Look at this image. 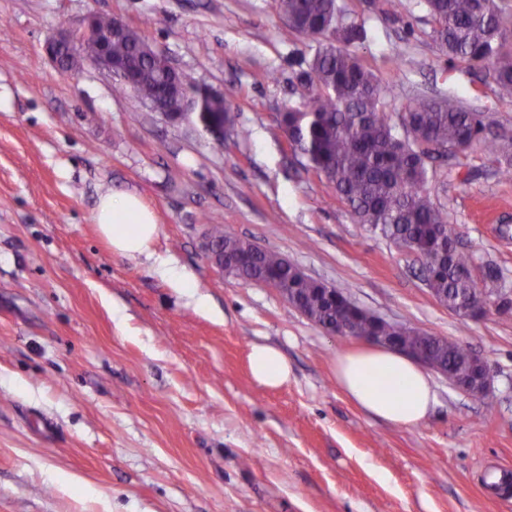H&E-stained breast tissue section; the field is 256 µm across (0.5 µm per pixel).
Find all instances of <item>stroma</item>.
<instances>
[{"mask_svg":"<svg viewBox=\"0 0 512 512\" xmlns=\"http://www.w3.org/2000/svg\"><path fill=\"white\" fill-rule=\"evenodd\" d=\"M369 38L387 113L418 93L512 133V98L446 61L419 0L392 19L343 0ZM91 12L123 18L220 93L237 132L172 124L107 73L64 74L44 53ZM311 40L275 0H0V512H512L485 486L512 472V313L463 319L430 294L414 255L354 223L278 127ZM470 166L460 180V165ZM133 192L156 215L150 253H113L92 212ZM431 197L474 265L512 289V176L473 146L437 165ZM211 224L274 250L389 320L457 341L493 373L469 396L433 374L436 403L403 429L336 383L334 338L275 290L211 266ZM207 297L195 307L158 270ZM291 375L266 388L253 344ZM249 363L254 380L265 387H277L288 381L290 368L287 358L277 348L265 344L251 347Z\"/></svg>","mask_w":512,"mask_h":512,"instance_id":"obj_1","label":"stroma"}]
</instances>
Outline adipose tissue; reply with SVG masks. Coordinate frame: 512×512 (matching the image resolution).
Listing matches in <instances>:
<instances>
[{
  "instance_id": "obj_1",
  "label": "adipose tissue",
  "mask_w": 512,
  "mask_h": 512,
  "mask_svg": "<svg viewBox=\"0 0 512 512\" xmlns=\"http://www.w3.org/2000/svg\"><path fill=\"white\" fill-rule=\"evenodd\" d=\"M92 220L113 252L127 257L147 252L159 230L154 213L131 192L100 196ZM249 363L254 380L265 387L280 386L290 376L287 358L269 345H252ZM336 380L366 413L401 428L419 426L435 403L424 367L382 347L338 352Z\"/></svg>"
}]
</instances>
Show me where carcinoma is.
Listing matches in <instances>:
<instances>
[{"instance_id": "carcinoma-1", "label": "carcinoma", "mask_w": 512, "mask_h": 512, "mask_svg": "<svg viewBox=\"0 0 512 512\" xmlns=\"http://www.w3.org/2000/svg\"><path fill=\"white\" fill-rule=\"evenodd\" d=\"M433 23L434 42L442 55L486 72L499 94L512 96V18L496 0H424ZM373 9L398 18L405 0H372ZM288 31L316 43L298 84L304 109L281 112V126L304 158V167L324 177L353 220L388 239L397 248L415 249L432 275L428 287L454 309L482 291L500 288L493 270L481 281L468 270L469 257L458 248L455 228L446 223L431 199L428 184L436 175L429 161L455 157L482 143L484 157L502 174L512 173V136H485L483 115L447 98L417 95L404 106V137L390 123L381 79L365 67L354 47L366 39L364 25L351 20L339 0H277ZM112 57L134 65L136 93L165 112H218L224 127L235 129V114L223 96L181 72L165 71L149 42L132 26L112 40ZM211 242L237 259L235 277L245 283L274 281L299 288L309 319L318 325H343L354 336H400L435 361L460 368L467 354L439 336L420 330L399 333L393 323L376 324L339 305L316 298L319 285L297 282L284 258L270 250H253L243 239L209 228Z\"/></svg>"}]
</instances>
